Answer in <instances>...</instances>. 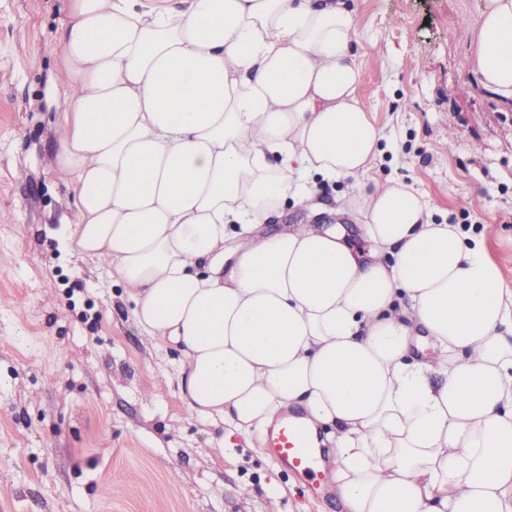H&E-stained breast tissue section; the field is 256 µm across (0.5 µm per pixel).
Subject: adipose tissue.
<instances>
[{
  "label": "adipose tissue",
  "mask_w": 512,
  "mask_h": 512,
  "mask_svg": "<svg viewBox=\"0 0 512 512\" xmlns=\"http://www.w3.org/2000/svg\"><path fill=\"white\" fill-rule=\"evenodd\" d=\"M64 3L66 241L181 352L189 415L335 426L347 512H512V290L483 238L373 183L344 0ZM475 32L481 88L512 101V0H483ZM340 179L367 250L265 228Z\"/></svg>",
  "instance_id": "obj_1"
}]
</instances>
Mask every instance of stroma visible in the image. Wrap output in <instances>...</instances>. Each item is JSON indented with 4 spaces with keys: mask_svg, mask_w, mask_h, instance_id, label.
I'll return each mask as SVG.
<instances>
[{
    "mask_svg": "<svg viewBox=\"0 0 512 512\" xmlns=\"http://www.w3.org/2000/svg\"><path fill=\"white\" fill-rule=\"evenodd\" d=\"M346 2L358 96L384 135L375 181L402 178L434 223L483 236L512 289V105L465 65L483 0ZM66 20L63 0H0V512H342L261 433L189 416L180 353L138 327L106 265L65 248L74 192L45 159ZM348 190L319 182L317 212L290 201L268 226L358 236Z\"/></svg>",
    "mask_w": 512,
    "mask_h": 512,
    "instance_id": "obj_1",
    "label": "stroma"
}]
</instances>
